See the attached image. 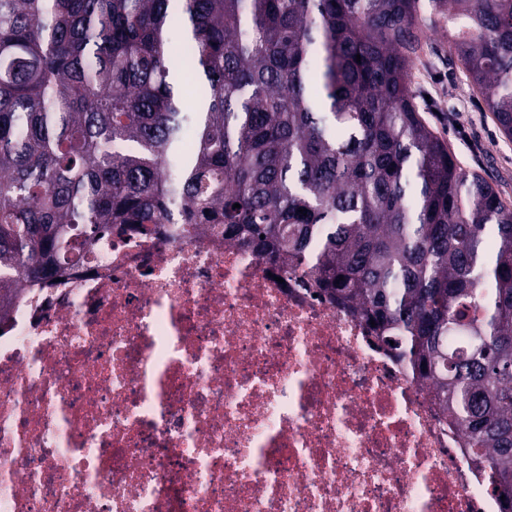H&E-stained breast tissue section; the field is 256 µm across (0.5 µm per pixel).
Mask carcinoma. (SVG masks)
Here are the masks:
<instances>
[{
	"label": "carcinoma",
	"instance_id": "1",
	"mask_svg": "<svg viewBox=\"0 0 512 512\" xmlns=\"http://www.w3.org/2000/svg\"><path fill=\"white\" fill-rule=\"evenodd\" d=\"M429 3L511 139L512 0ZM420 9L0 0V292L209 224L375 322L512 512V208L419 113Z\"/></svg>",
	"mask_w": 512,
	"mask_h": 512
}]
</instances>
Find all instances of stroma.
I'll use <instances>...</instances> for the list:
<instances>
[{
    "mask_svg": "<svg viewBox=\"0 0 512 512\" xmlns=\"http://www.w3.org/2000/svg\"><path fill=\"white\" fill-rule=\"evenodd\" d=\"M412 73L422 117L448 144L458 165L484 176L512 207V139L500 133L482 95L459 65L447 23L428 30Z\"/></svg>",
    "mask_w": 512,
    "mask_h": 512,
    "instance_id": "obj_1",
    "label": "stroma"
}]
</instances>
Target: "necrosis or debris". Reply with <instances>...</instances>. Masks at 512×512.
<instances>
[{
    "label": "necrosis or debris",
    "instance_id": "necrosis-or-debris-1",
    "mask_svg": "<svg viewBox=\"0 0 512 512\" xmlns=\"http://www.w3.org/2000/svg\"><path fill=\"white\" fill-rule=\"evenodd\" d=\"M360 316L211 232L0 303V512H501Z\"/></svg>",
    "mask_w": 512,
    "mask_h": 512
}]
</instances>
